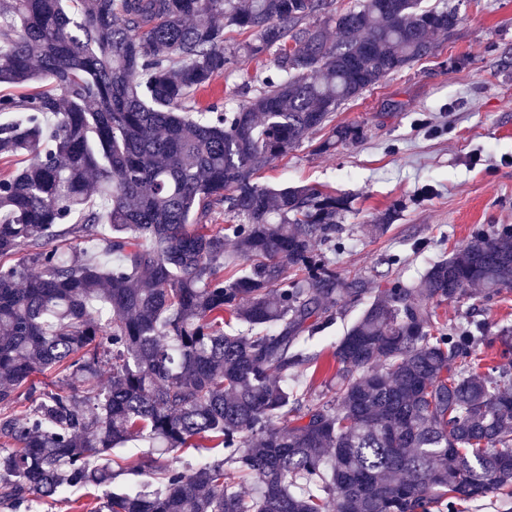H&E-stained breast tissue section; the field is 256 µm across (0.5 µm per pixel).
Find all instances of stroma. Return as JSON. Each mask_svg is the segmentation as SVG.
<instances>
[{
	"instance_id": "35a3bbf8",
	"label": "stroma",
	"mask_w": 512,
	"mask_h": 512,
	"mask_svg": "<svg viewBox=\"0 0 512 512\" xmlns=\"http://www.w3.org/2000/svg\"><path fill=\"white\" fill-rule=\"evenodd\" d=\"M442 1L457 9L459 22L436 37L433 54L336 112L335 123L363 124L362 142L320 151L321 131L255 175L271 189L315 185L350 197V211L339 218L341 246L329 255L341 278L412 279L475 231L512 225V0L423 4ZM273 70V56L238 58L232 71L198 93V103L220 98L226 109L236 108L246 89H258ZM396 203L401 210L384 236L362 235L363 225ZM392 253L403 261L391 269L385 259ZM362 309L341 305L315 335L309 350L320 356L318 370L296 379L299 389L323 390L333 373L332 347Z\"/></svg>"
}]
</instances>
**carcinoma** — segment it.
Masks as SVG:
<instances>
[{
	"instance_id": "obj_1",
	"label": "carcinoma",
	"mask_w": 512,
	"mask_h": 512,
	"mask_svg": "<svg viewBox=\"0 0 512 512\" xmlns=\"http://www.w3.org/2000/svg\"><path fill=\"white\" fill-rule=\"evenodd\" d=\"M330 6L0 0V84L26 89L0 94V159L33 156L0 175L1 506L77 489L102 491L90 512H458L512 495V378L479 349L512 358V326L437 313L512 288L511 224L374 289L327 392L288 387L317 362L308 336L368 288L317 249L336 250L349 197L254 176L314 131L323 150L362 139L335 112L459 21L421 0ZM227 28L278 74L232 111L199 108L236 58ZM47 371L50 389L33 380ZM131 440L151 448L148 481L117 492L112 449ZM206 441L223 452L173 455Z\"/></svg>"
}]
</instances>
